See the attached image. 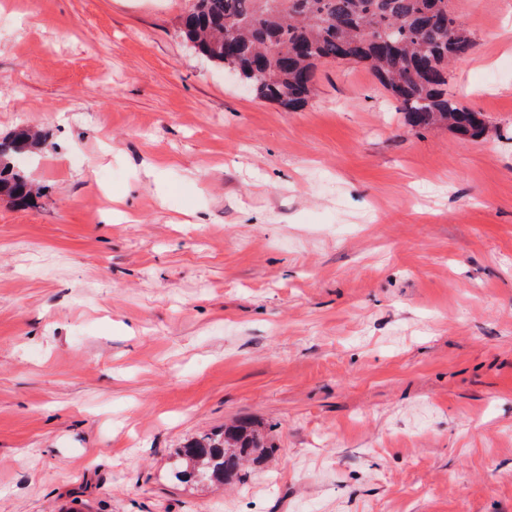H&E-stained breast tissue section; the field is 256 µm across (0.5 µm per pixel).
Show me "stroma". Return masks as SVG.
Wrapping results in <instances>:
<instances>
[{
  "instance_id": "35a3bbf8",
  "label": "stroma",
  "mask_w": 512,
  "mask_h": 512,
  "mask_svg": "<svg viewBox=\"0 0 512 512\" xmlns=\"http://www.w3.org/2000/svg\"><path fill=\"white\" fill-rule=\"evenodd\" d=\"M190 3L0 0V512H512V0H448L478 139L355 62L248 96ZM236 418L269 454L177 480ZM45 139L40 133L19 128L0 139V197L15 205H29L39 194L26 174L17 167L18 156L42 147ZM18 168L22 174L18 175Z\"/></svg>"
}]
</instances>
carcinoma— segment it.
<instances>
[{
	"mask_svg": "<svg viewBox=\"0 0 512 512\" xmlns=\"http://www.w3.org/2000/svg\"><path fill=\"white\" fill-rule=\"evenodd\" d=\"M182 33L196 53L259 85L258 98L277 103L288 95L290 112L314 97L318 65L347 60L373 72L414 128L442 126L471 138L488 130L481 113L448 93L451 65L474 46L448 0H201L182 17ZM44 144L26 128L0 139V197L34 201L39 191L16 172V159ZM266 448L261 426L239 420L183 448L176 477L222 483Z\"/></svg>",
	"mask_w": 512,
	"mask_h": 512,
	"instance_id": "1",
	"label": "carcinoma"
}]
</instances>
